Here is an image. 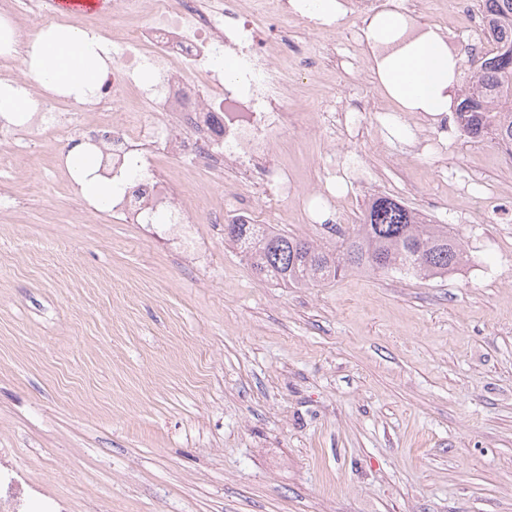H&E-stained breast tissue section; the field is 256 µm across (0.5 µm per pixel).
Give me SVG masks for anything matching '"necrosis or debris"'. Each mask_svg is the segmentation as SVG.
Returning <instances> with one entry per match:
<instances>
[{
  "label": "necrosis or debris",
  "mask_w": 512,
  "mask_h": 512,
  "mask_svg": "<svg viewBox=\"0 0 512 512\" xmlns=\"http://www.w3.org/2000/svg\"><path fill=\"white\" fill-rule=\"evenodd\" d=\"M295 15L290 0H112L111 18L96 24L113 57L112 91L94 105L98 120L70 114L65 99L35 87L33 125L58 141L77 129L104 142L112 178L122 184L113 210L138 216L166 207L191 253L189 194L174 188L163 161L223 172L228 222L259 223L258 203H279L295 190L287 168L274 163L296 117L291 76L314 77L322 59L284 36ZM220 51L237 58L239 76H222ZM146 62L159 77L142 88L135 77ZM50 489L48 479L0 464V512H33Z\"/></svg>",
  "instance_id": "1"
}]
</instances>
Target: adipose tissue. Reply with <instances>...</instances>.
Segmentation results:
<instances>
[{"mask_svg":"<svg viewBox=\"0 0 512 512\" xmlns=\"http://www.w3.org/2000/svg\"><path fill=\"white\" fill-rule=\"evenodd\" d=\"M408 17L398 9L376 13L359 33L365 45L397 42L390 55L377 60L374 74L396 111L440 116L451 112L460 60L448 50L442 31L427 28L418 39L399 44ZM24 50L32 78L45 90L75 103L93 102L109 75V51L96 33L66 24H51L20 35L9 17L0 16V54ZM98 155L78 146L72 151L71 169L81 196L104 209L111 205L119 184L96 174Z\"/></svg>","mask_w":512,"mask_h":512,"instance_id":"1","label":"adipose tissue"}]
</instances>
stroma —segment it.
<instances>
[{
  "label": "stroma",
  "mask_w": 512,
  "mask_h": 512,
  "mask_svg": "<svg viewBox=\"0 0 512 512\" xmlns=\"http://www.w3.org/2000/svg\"><path fill=\"white\" fill-rule=\"evenodd\" d=\"M408 0H379L380 7ZM474 74L456 0H420ZM349 29L299 90L279 165L299 186L288 233L328 169L331 221L378 196L460 231L470 262L417 279L349 270L301 288L260 281L211 223L217 176L194 179L195 260L170 214L91 208L34 135L0 150V448L90 512H512V156L447 115L393 112ZM335 105V131L317 111Z\"/></svg>",
  "instance_id": "stroma-1"
}]
</instances>
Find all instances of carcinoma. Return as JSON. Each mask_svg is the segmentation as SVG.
Here are the masks:
<instances>
[{
	"mask_svg": "<svg viewBox=\"0 0 512 512\" xmlns=\"http://www.w3.org/2000/svg\"><path fill=\"white\" fill-rule=\"evenodd\" d=\"M490 48L470 53L471 86L456 109L470 138L490 139L512 153V0H480ZM235 244L262 280L286 288L336 279L349 269L391 271L412 277L444 276L468 261L458 233L431 224L389 197L368 206L363 223L342 231L339 244H318L270 224H226Z\"/></svg>",
	"mask_w": 512,
	"mask_h": 512,
	"instance_id": "cac0c4a2",
	"label": "carcinoma"
}]
</instances>
